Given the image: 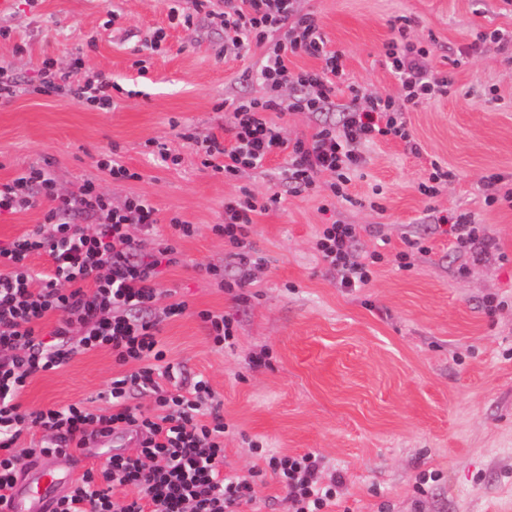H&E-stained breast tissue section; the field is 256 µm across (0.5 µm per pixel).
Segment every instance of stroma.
<instances>
[{
  "label": "stroma",
  "mask_w": 512,
  "mask_h": 512,
  "mask_svg": "<svg viewBox=\"0 0 512 512\" xmlns=\"http://www.w3.org/2000/svg\"><path fill=\"white\" fill-rule=\"evenodd\" d=\"M190 0H12L0 12V66L21 82L44 60L72 83L104 76L114 106L104 111L65 94H22L0 105V182L49 164L61 193L91 181L123 204L138 196L155 208L158 231L170 217L192 224L178 239V262L162 268L159 306L185 301L186 313L162 322L158 336L176 378L206 380L224 416V469L248 475L261 460L254 442L282 455L312 452L321 480L343 476L334 512H512V207H486L480 179L512 172V45L470 53L478 31L512 32L505 0H302L315 12L332 48L344 51L348 80L378 94L396 81L382 62L389 22L404 15L411 34L436 37V69L451 72L447 97L408 112L420 154L382 141L366 152L335 216L377 225L360 247H383L387 258L371 284L356 292L336 285L315 250L326 217L319 198L290 192L281 160L264 171L227 179L203 165L183 129L227 138L222 104L258 98L253 74L259 50L225 55L214 16L191 27L171 25L173 6ZM160 51L147 46L157 30ZM145 60L139 71L136 60ZM496 86L499 98L481 93ZM170 160L162 162L158 148ZM136 172L115 180L97 165L102 154ZM455 177L433 199L418 191L430 159ZM249 191L280 195L254 216L249 241L263 258L239 295L202 274L205 265L238 277L223 236L225 199ZM474 213L497 243L471 263L448 245L430 213ZM426 239L429 255L398 269L396 252ZM495 296L500 305L487 310ZM233 317L234 348L214 344L199 311ZM264 366H254V359ZM109 349L74 355L29 380L25 410L100 406L112 378L125 374Z\"/></svg>",
  "instance_id": "stroma-1"
}]
</instances>
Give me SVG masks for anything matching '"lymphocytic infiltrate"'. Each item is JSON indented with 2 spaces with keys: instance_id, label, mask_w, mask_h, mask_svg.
Instances as JSON below:
<instances>
[{
  "instance_id": "lymphocytic-infiltrate-1",
  "label": "lymphocytic infiltrate",
  "mask_w": 512,
  "mask_h": 512,
  "mask_svg": "<svg viewBox=\"0 0 512 512\" xmlns=\"http://www.w3.org/2000/svg\"><path fill=\"white\" fill-rule=\"evenodd\" d=\"M219 19L224 51L239 54L261 49L256 78L266 93L228 103L232 138L196 139L205 166L232 178L262 169L274 156L284 159L281 175L289 189L325 200L347 198L352 175L366 162L364 150L383 140L404 143L420 154L406 114L412 108L447 96L453 78L433 66L436 40L410 35L411 21H390L383 46L384 63L397 83L396 94L379 95L350 84L342 52L329 48L317 16L300 9L298 0H224ZM308 56L317 68L292 70L291 58ZM43 80L21 85L0 67V102L20 94L66 92L78 102L112 108L111 82L100 77L71 84L43 61ZM293 112H335L307 136L288 140L278 116ZM50 204L42 224L10 244L0 245V500L12 487L21 464L31 458L67 453L89 439L115 432L134 433L138 451L112 454L87 469L64 495L57 512H239L258 483L273 477L287 492L291 512H326L335 505L342 479L320 481L321 459L267 454L248 476L228 474L224 466L226 426L217 407L208 403L207 381L166 389V352L157 333L162 321L184 314L186 302L157 307L162 293L161 266L176 261L173 240L158 238L159 219L145 200L134 197L113 206L93 182L62 195L45 166L30 167L0 182V213L34 206L36 197ZM278 195L250 193L225 200L224 222L217 225L234 256L244 266L260 264L248 242L255 214L275 205ZM88 218V225L68 222V215ZM143 235L135 237L132 225ZM377 236V227L336 220L322 225L315 247L339 287H367L374 268L385 259L379 250H360L361 234ZM451 246L482 261L496 247L486 225L467 212L449 219ZM46 256L52 273L37 271L29 259ZM107 348L116 362L134 364L132 372L113 378L105 405L89 410L72 404L62 410H25L17 401L34 375L57 368L75 354ZM153 398L149 411L129 405L131 393ZM44 434L34 448L21 447L26 431ZM134 487V496L117 501L113 489Z\"/></svg>"
}]
</instances>
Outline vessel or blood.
Segmentation results:
<instances>
[{
	"label": "vessel or blood",
	"mask_w": 512,
	"mask_h": 512,
	"mask_svg": "<svg viewBox=\"0 0 512 512\" xmlns=\"http://www.w3.org/2000/svg\"><path fill=\"white\" fill-rule=\"evenodd\" d=\"M73 472L59 469L55 459L27 462L0 512H55L57 500L73 483Z\"/></svg>",
	"instance_id": "b4317fda"
}]
</instances>
